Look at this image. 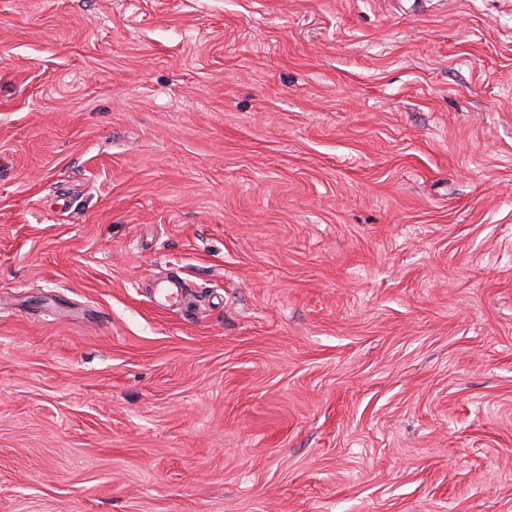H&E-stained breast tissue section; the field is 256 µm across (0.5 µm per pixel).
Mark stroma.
Masks as SVG:
<instances>
[{"label":"stroma","mask_w":512,"mask_h":512,"mask_svg":"<svg viewBox=\"0 0 512 512\" xmlns=\"http://www.w3.org/2000/svg\"><path fill=\"white\" fill-rule=\"evenodd\" d=\"M0 512H512V0H0Z\"/></svg>","instance_id":"obj_1"}]
</instances>
